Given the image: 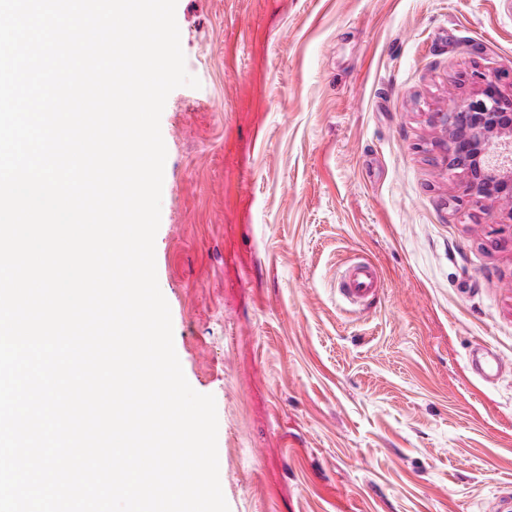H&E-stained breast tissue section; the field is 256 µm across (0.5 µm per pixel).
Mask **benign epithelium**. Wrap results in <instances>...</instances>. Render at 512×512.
<instances>
[{
	"label": "benign epithelium",
	"instance_id": "7a95c632",
	"mask_svg": "<svg viewBox=\"0 0 512 512\" xmlns=\"http://www.w3.org/2000/svg\"><path fill=\"white\" fill-rule=\"evenodd\" d=\"M434 115L446 131L444 161L448 170L467 174L464 193L512 207V94L488 79L475 97Z\"/></svg>",
	"mask_w": 512,
	"mask_h": 512
}]
</instances>
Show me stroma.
<instances>
[{
    "label": "stroma",
    "instance_id": "stroma-1",
    "mask_svg": "<svg viewBox=\"0 0 512 512\" xmlns=\"http://www.w3.org/2000/svg\"><path fill=\"white\" fill-rule=\"evenodd\" d=\"M157 278L230 512H486L512 487V211L432 115L512 68V0H178ZM355 259L367 308L336 297ZM470 366L472 371L484 382L490 383L501 372L511 368L510 362L490 348H478L470 355Z\"/></svg>",
    "mask_w": 512,
    "mask_h": 512
}]
</instances>
